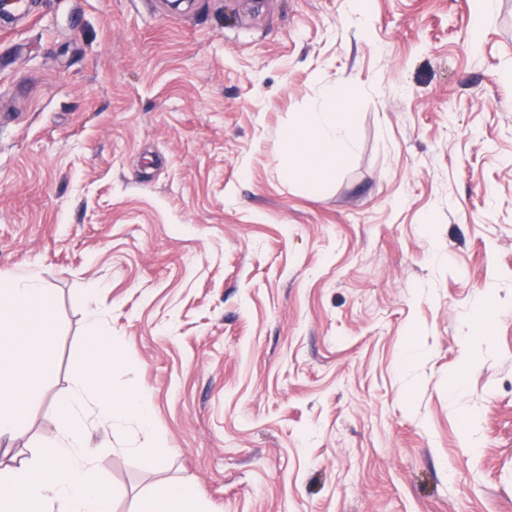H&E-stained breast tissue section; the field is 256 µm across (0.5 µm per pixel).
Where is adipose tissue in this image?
Returning a JSON list of instances; mask_svg holds the SVG:
<instances>
[{
    "label": "adipose tissue",
    "mask_w": 512,
    "mask_h": 512,
    "mask_svg": "<svg viewBox=\"0 0 512 512\" xmlns=\"http://www.w3.org/2000/svg\"><path fill=\"white\" fill-rule=\"evenodd\" d=\"M357 113L344 84L322 88L306 112L281 130L289 147L281 177L314 193L335 173L355 147ZM54 293L33 273L14 276L0 290V438L21 424L19 400L29 381L51 373L47 345L53 332Z\"/></svg>",
    "instance_id": "adipose-tissue-1"
}]
</instances>
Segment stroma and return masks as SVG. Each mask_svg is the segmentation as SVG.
I'll use <instances>...</instances> for the list:
<instances>
[{
  "instance_id": "obj_1",
  "label": "stroma",
  "mask_w": 512,
  "mask_h": 512,
  "mask_svg": "<svg viewBox=\"0 0 512 512\" xmlns=\"http://www.w3.org/2000/svg\"><path fill=\"white\" fill-rule=\"evenodd\" d=\"M32 0L0 19V287L54 290L0 461L61 437L86 313L146 396L89 433L112 512H512V0ZM342 83L318 194L281 130ZM92 280L104 287L84 293ZM152 508L144 510L147 512H185V511H205L200 510L201 503L192 495V493L177 485H163L151 494ZM191 502L194 510H186V506Z\"/></svg>"
}]
</instances>
